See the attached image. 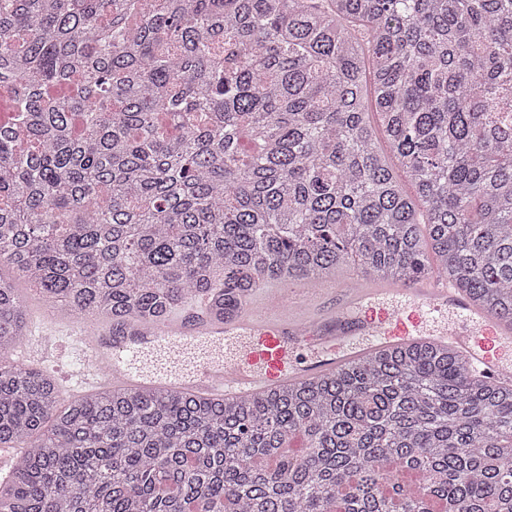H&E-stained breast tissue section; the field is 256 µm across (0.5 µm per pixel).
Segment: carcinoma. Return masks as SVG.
Here are the masks:
<instances>
[{"label": "carcinoma", "mask_w": 512, "mask_h": 512, "mask_svg": "<svg viewBox=\"0 0 512 512\" xmlns=\"http://www.w3.org/2000/svg\"><path fill=\"white\" fill-rule=\"evenodd\" d=\"M0 102L9 512H512V386L445 348L223 401L4 360L31 291L222 321L348 264L512 322V0H0Z\"/></svg>", "instance_id": "cac0c4a2"}]
</instances>
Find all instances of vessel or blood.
I'll return each mask as SVG.
<instances>
[{"label":"vessel or blood","mask_w":512,"mask_h":512,"mask_svg":"<svg viewBox=\"0 0 512 512\" xmlns=\"http://www.w3.org/2000/svg\"><path fill=\"white\" fill-rule=\"evenodd\" d=\"M271 291L268 285L257 289L221 322L208 320L197 302L150 327L101 325L90 333L70 326L78 382L128 390L167 386L229 400L309 381L373 350L427 341L452 347L491 382L512 384V362L502 350L512 339V323L475 306L447 277L429 274L399 284L364 278L349 288L318 289L302 309L269 304ZM298 347L317 355L293 360ZM56 349L54 336L41 331L16 361L52 359Z\"/></svg>","instance_id":"vessel-or-blood-1"}]
</instances>
